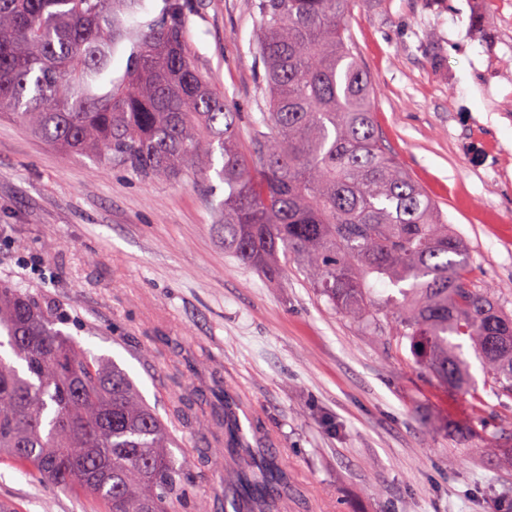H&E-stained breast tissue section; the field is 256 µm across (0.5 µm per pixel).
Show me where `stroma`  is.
<instances>
[{"mask_svg": "<svg viewBox=\"0 0 512 512\" xmlns=\"http://www.w3.org/2000/svg\"><path fill=\"white\" fill-rule=\"evenodd\" d=\"M186 50L239 115L250 150L264 105L255 64L256 0H191ZM468 0H361L348 19L374 80L389 152L467 242L469 276L512 311V111L488 70L493 9ZM224 185L194 173L144 179L63 152L0 120V281L61 316L91 355L114 360L169 426L190 494L208 512H256L234 448L248 412L249 461L278 468L279 512H498L512 501L507 453L473 415L512 427V399L485 386L448 391L408 344L334 311L288 263L272 279L224 250L215 213ZM51 272L45 280L33 266ZM18 512H101L0 457V500Z\"/></svg>", "mask_w": 512, "mask_h": 512, "instance_id": "stroma-1", "label": "stroma"}]
</instances>
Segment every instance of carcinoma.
Masks as SVG:
<instances>
[{"mask_svg":"<svg viewBox=\"0 0 512 512\" xmlns=\"http://www.w3.org/2000/svg\"><path fill=\"white\" fill-rule=\"evenodd\" d=\"M358 0H259L265 99L253 154L238 113L185 49L190 0H166L139 32L141 0H0V112L51 143L143 178L194 170L224 183V250L270 277L294 260L362 327L386 320L448 390L473 387L470 343L512 397V313L472 284L467 248L387 151L371 76L353 53ZM133 43L124 76L112 59ZM395 291L378 297L375 284ZM34 297L0 283V452L104 512H176L188 496L174 439L115 363L56 329Z\"/></svg>","mask_w":512,"mask_h":512,"instance_id":"cac0c4a2","label":"carcinoma"}]
</instances>
